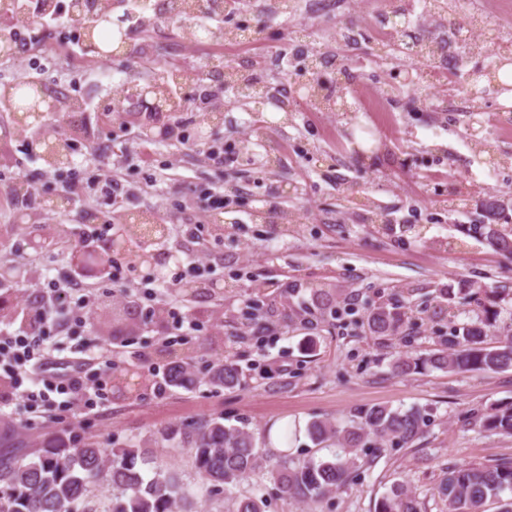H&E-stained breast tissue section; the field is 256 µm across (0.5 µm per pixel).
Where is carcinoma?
<instances>
[{"label": "carcinoma", "mask_w": 512, "mask_h": 512, "mask_svg": "<svg viewBox=\"0 0 512 512\" xmlns=\"http://www.w3.org/2000/svg\"><path fill=\"white\" fill-rule=\"evenodd\" d=\"M111 8L112 0H92L90 8L73 22L97 35ZM409 45L416 48V55L430 62L439 55L438 44L409 43L403 34L389 44V50L401 54ZM195 74L193 68L169 67L155 89L169 100L172 110L178 111L182 102L171 94L173 86L183 84ZM224 88L232 90L236 100L244 104L262 97L265 86L261 80L245 77L226 65ZM482 210L484 223L470 225L461 232L512 259V226L500 223L503 201L489 193ZM15 276L17 268L8 260H1L0 318L18 317L14 298L6 288ZM442 296L450 304H476L480 316L453 327L446 348L428 358L401 360L395 371L401 374L429 368L456 373L511 370L512 333L491 340L499 316L498 291L476 280L461 279L444 289ZM310 300L315 309H330L336 302V289L312 288ZM267 316L269 312L253 306L247 328L255 332L267 330ZM402 325V314L386 304L377 307L368 318L369 331L379 337L399 333ZM164 362L167 385L191 388L194 376L190 353L167 351ZM210 376L214 384L224 388L240 383L238 366L229 359L211 367ZM427 423V415L418 408L387 406L359 410L353 425L313 420L307 433L315 445L332 448L331 456L297 462L286 451L261 453L246 426L226 425L222 417L161 428L157 439L190 451L209 492L229 491L262 472L280 492L316 503L350 483L359 449L381 448L386 444L409 448L420 439ZM480 426L488 432L512 435V405L492 408L480 418ZM101 479L112 488L104 504L94 494ZM437 493L448 503V512H486L487 506L495 504L497 512H512V461L454 466L441 480ZM190 494V489L174 475L154 466L152 458L133 445L114 448L108 455L99 442L71 443L56 436L45 440L30 457L0 461V512H176ZM235 512H265V501L256 495L241 497L236 500ZM374 512H421V508L406 485L397 482L376 502Z\"/></svg>", "instance_id": "obj_1"}]
</instances>
